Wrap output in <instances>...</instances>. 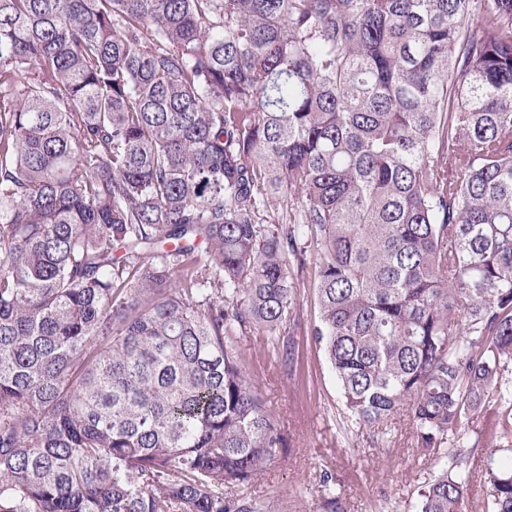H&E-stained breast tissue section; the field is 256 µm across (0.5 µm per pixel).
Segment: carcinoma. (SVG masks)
I'll list each match as a JSON object with an SVG mask.
<instances>
[{"instance_id":"obj_1","label":"carcinoma","mask_w":512,"mask_h":512,"mask_svg":"<svg viewBox=\"0 0 512 512\" xmlns=\"http://www.w3.org/2000/svg\"><path fill=\"white\" fill-rule=\"evenodd\" d=\"M310 263L412 512H512V0H0V512H269Z\"/></svg>"}]
</instances>
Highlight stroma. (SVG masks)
I'll return each instance as SVG.
<instances>
[{
  "label": "stroma",
  "mask_w": 512,
  "mask_h": 512,
  "mask_svg": "<svg viewBox=\"0 0 512 512\" xmlns=\"http://www.w3.org/2000/svg\"><path fill=\"white\" fill-rule=\"evenodd\" d=\"M303 278L304 326L293 371L281 368L262 334L249 333L241 346L247 371L285 440L284 452L245 492L265 499L271 512H317L326 492L319 474L326 469L345 512H410L418 486L436 471L434 463L414 448L406 416H396L391 435L378 440L350 425L336 378L311 334L317 315L312 270Z\"/></svg>",
  "instance_id": "1"
}]
</instances>
